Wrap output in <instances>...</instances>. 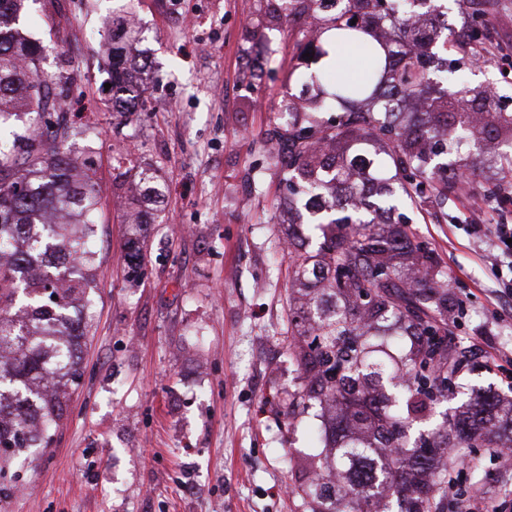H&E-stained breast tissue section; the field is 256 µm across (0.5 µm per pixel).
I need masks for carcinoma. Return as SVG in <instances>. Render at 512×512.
Returning <instances> with one entry per match:
<instances>
[{
  "mask_svg": "<svg viewBox=\"0 0 512 512\" xmlns=\"http://www.w3.org/2000/svg\"><path fill=\"white\" fill-rule=\"evenodd\" d=\"M385 16L405 35L381 39L370 13L352 22L348 10L322 13V0H281L291 14L310 10L320 33L363 46L369 64L355 79L319 86L315 72L302 78L319 87L325 109L345 105L371 90L379 93L374 112H347L333 127L317 120L288 121L289 180L322 195L309 203L311 231L302 236L288 225L289 291L297 319L288 356L304 386L302 404L327 411L333 431L326 450L304 463L302 487L311 512H440L448 493V467L436 457L450 448H504L493 428L512 431V404L494 397L468 415L447 418L431 431L427 401L448 397V384L461 369L460 353L448 348V279L434 251L418 241L410 218L378 221L376 211L394 212L417 204L435 175L446 169L431 139L457 137L466 122L465 105L485 97L458 79L446 81L441 96L421 118L390 111L396 94L416 96L433 81L423 59L425 38L409 27L408 0ZM25 0H0V118L20 125L13 143L0 148V494L21 480L14 460L30 448H47L51 428L66 408L67 384L80 377L85 325L76 310L88 282L92 253L84 247L93 227L100 190L87 174L90 161L66 150L74 138L94 132L43 124L44 98L66 91L63 71L42 67L43 46L20 36L16 23ZM140 30L124 10L112 17L108 75L112 108L138 112L142 94L130 86ZM512 133V113L489 107L467 133L476 146ZM388 137L393 174L379 190V203L362 202L369 160L364 145ZM144 194L129 220L126 260L132 271L146 259L144 227L158 214L155 176L135 172ZM62 220L50 223L47 213ZM385 336H403L398 354Z\"/></svg>",
  "mask_w": 512,
  "mask_h": 512,
  "instance_id": "obj_1",
  "label": "carcinoma"
}]
</instances>
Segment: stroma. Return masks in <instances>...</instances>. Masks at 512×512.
Listing matches in <instances>:
<instances>
[{
  "label": "stroma",
  "mask_w": 512,
  "mask_h": 512,
  "mask_svg": "<svg viewBox=\"0 0 512 512\" xmlns=\"http://www.w3.org/2000/svg\"><path fill=\"white\" fill-rule=\"evenodd\" d=\"M113 5L28 0L20 15L21 34L46 48L44 69L71 78L70 112L45 117L93 129L71 149L92 152L101 199L82 377L7 512H307L299 464L322 449L323 424L296 400L281 233L289 191L265 143L283 105L300 119L312 111L316 92L298 80L316 67L305 56L308 18L277 15L275 0H134L145 109L123 114L105 89ZM458 76L492 87L512 112V60ZM499 148L449 151V169L467 180L442 204L425 191L407 212L450 277V341L472 354L451 388L460 403L512 388V312L496 314L492 267L469 225L512 224ZM124 155L152 168L162 191L136 274L125 261L135 184L117 168ZM450 456L480 464L456 472L458 492L512 512L511 464L486 448Z\"/></svg>",
  "instance_id": "1"
}]
</instances>
